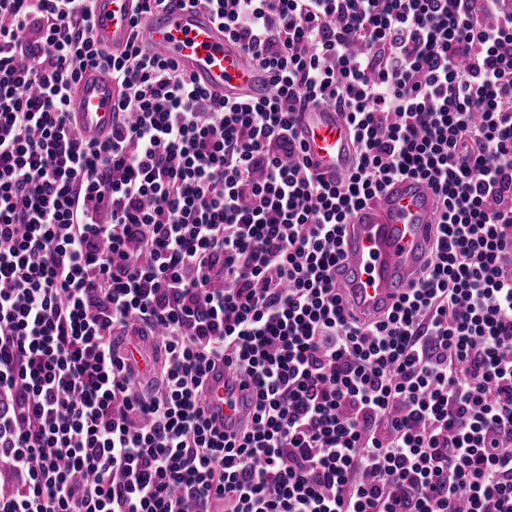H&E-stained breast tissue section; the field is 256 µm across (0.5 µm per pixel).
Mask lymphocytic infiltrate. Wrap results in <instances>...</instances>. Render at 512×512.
I'll use <instances>...</instances> for the list:
<instances>
[{
  "label": "lymphocytic infiltrate",
  "instance_id": "obj_1",
  "mask_svg": "<svg viewBox=\"0 0 512 512\" xmlns=\"http://www.w3.org/2000/svg\"><path fill=\"white\" fill-rule=\"evenodd\" d=\"M91 2L0 0V512H512V6L180 0L269 78L220 100L140 32L100 47ZM90 68L103 142L68 110ZM311 104L348 125L344 180L304 155ZM397 178L437 233L362 323L343 232ZM220 363L254 397L230 434ZM115 98L112 81L95 69L87 70L71 98L72 124L98 141L105 140L112 132Z\"/></svg>",
  "mask_w": 512,
  "mask_h": 512
}]
</instances>
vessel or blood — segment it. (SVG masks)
<instances>
[{
    "mask_svg": "<svg viewBox=\"0 0 512 512\" xmlns=\"http://www.w3.org/2000/svg\"><path fill=\"white\" fill-rule=\"evenodd\" d=\"M94 38L102 47L119 51L133 23L144 29L148 52L181 64L194 81L217 97L262 98L268 90L265 75L242 49L225 39L222 29L203 9L173 4L151 14L138 11L135 0H93ZM116 90L97 70H87L71 98L73 125L96 140L112 132ZM305 155L319 173L345 177L351 170L353 148L343 117L327 106L313 107L300 116ZM438 202L423 180L392 181L346 225L343 256L336 279L354 310L373 318L389 310L414 280L429 257ZM210 405L221 407L227 426L243 421L253 405L223 367L207 380Z\"/></svg>",
    "mask_w": 512,
    "mask_h": 512,
    "instance_id": "obj_1",
    "label": "vessel or blood"
}]
</instances>
